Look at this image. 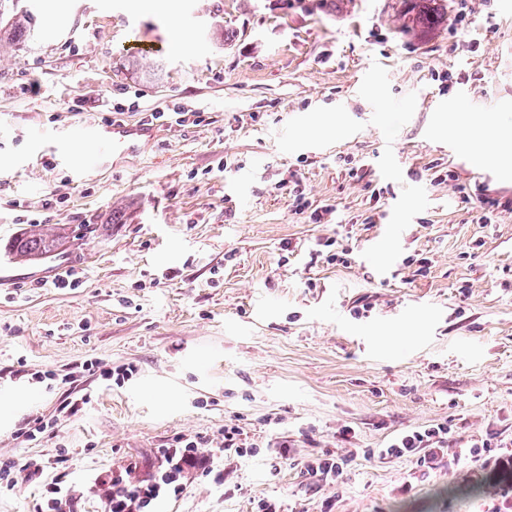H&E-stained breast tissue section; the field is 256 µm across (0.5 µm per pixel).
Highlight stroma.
<instances>
[{
  "mask_svg": "<svg viewBox=\"0 0 512 512\" xmlns=\"http://www.w3.org/2000/svg\"><path fill=\"white\" fill-rule=\"evenodd\" d=\"M447 2L406 33V0H61L58 30L38 0L34 37L0 53V253L29 224L127 220L0 262V462L20 467L0 512H43L38 469L103 512L97 478L155 473L176 438L231 424L259 453L160 512L500 504L512 474L456 455L512 440V169L484 177L443 129L498 98L512 142V0ZM117 120L156 135L100 155L87 131ZM95 360L130 374L101 381ZM440 423L432 469L378 458ZM327 450L349 456L344 481L302 470Z\"/></svg>",
  "mask_w": 512,
  "mask_h": 512,
  "instance_id": "1",
  "label": "stroma"
}]
</instances>
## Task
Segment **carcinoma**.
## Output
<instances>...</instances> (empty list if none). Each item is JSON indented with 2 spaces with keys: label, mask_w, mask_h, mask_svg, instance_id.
<instances>
[{
  "label": "carcinoma",
  "mask_w": 512,
  "mask_h": 512,
  "mask_svg": "<svg viewBox=\"0 0 512 512\" xmlns=\"http://www.w3.org/2000/svg\"><path fill=\"white\" fill-rule=\"evenodd\" d=\"M411 7L412 24L430 25L440 17L444 10V0H408ZM35 11L33 0H0V52L19 51L34 31ZM124 214L112 212L110 224H86L82 232L69 231L65 225L46 231L37 224L30 225L16 236L10 244L9 254L13 261L29 262L41 259L63 246L68 239H85L98 236L112 230V225L122 223Z\"/></svg>",
  "instance_id": "cac0c4a2"
}]
</instances>
